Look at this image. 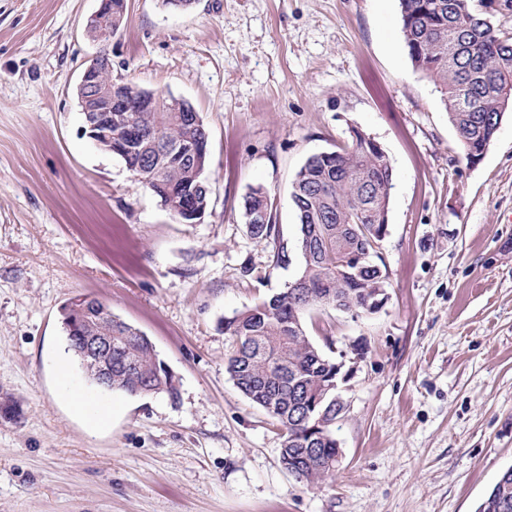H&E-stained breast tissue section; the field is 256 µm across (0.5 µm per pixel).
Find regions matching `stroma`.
Returning a JSON list of instances; mask_svg holds the SVG:
<instances>
[{
	"label": "stroma",
	"mask_w": 512,
	"mask_h": 512,
	"mask_svg": "<svg viewBox=\"0 0 512 512\" xmlns=\"http://www.w3.org/2000/svg\"><path fill=\"white\" fill-rule=\"evenodd\" d=\"M97 7L0 0V402L15 405L0 416V512H475L512 467V115L469 163L439 86L412 66L399 0H128L113 78L187 101L209 131L210 207L184 224L81 132ZM354 127L393 167L389 300L304 319L315 343L363 353L335 427L341 462L311 488L231 379L220 323L293 281L292 182ZM254 186L278 239L248 231ZM81 294L150 338L177 399L86 378L62 328ZM72 388L109 408L101 427Z\"/></svg>",
	"instance_id": "1"
}]
</instances>
